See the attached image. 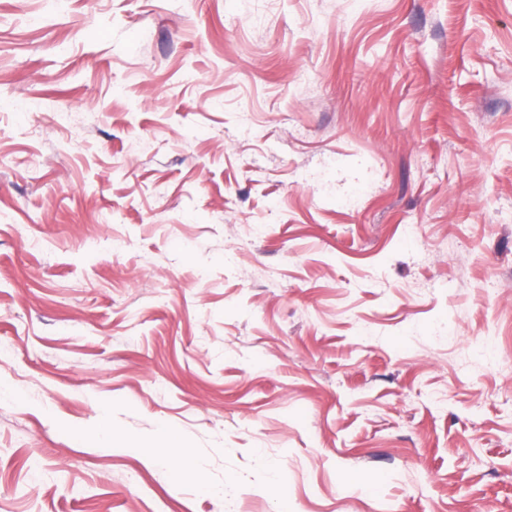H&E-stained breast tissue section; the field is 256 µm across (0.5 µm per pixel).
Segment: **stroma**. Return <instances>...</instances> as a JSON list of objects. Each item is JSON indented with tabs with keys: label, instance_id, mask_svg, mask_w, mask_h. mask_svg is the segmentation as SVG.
Here are the masks:
<instances>
[{
	"label": "stroma",
	"instance_id": "obj_1",
	"mask_svg": "<svg viewBox=\"0 0 512 512\" xmlns=\"http://www.w3.org/2000/svg\"><path fill=\"white\" fill-rule=\"evenodd\" d=\"M0 380V512H512V0H0Z\"/></svg>",
	"mask_w": 512,
	"mask_h": 512
}]
</instances>
